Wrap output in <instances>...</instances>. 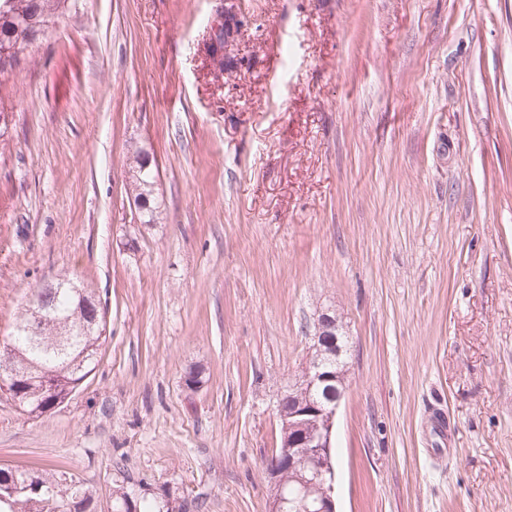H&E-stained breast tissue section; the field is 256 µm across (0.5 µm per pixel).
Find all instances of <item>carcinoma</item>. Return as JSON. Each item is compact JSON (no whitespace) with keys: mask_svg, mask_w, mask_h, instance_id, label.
<instances>
[{"mask_svg":"<svg viewBox=\"0 0 512 512\" xmlns=\"http://www.w3.org/2000/svg\"><path fill=\"white\" fill-rule=\"evenodd\" d=\"M13 0H0V75L5 74L27 59L34 45L47 32L50 24L62 12L63 0H27L23 11L16 10ZM243 31L231 29L222 19L214 18L209 25L206 53L212 70L218 74H232L240 63L235 53L237 41ZM13 106L0 96V139L8 136L12 123ZM127 179L125 194L132 203L141 224H155L159 215L156 193L158 170L150 153L140 143L129 145L126 154ZM44 309V320L38 332L46 342L41 347L30 345L27 310L15 319L14 354L8 360H0V379L10 376L13 369L27 373L23 386L11 398L17 400V408L31 417H39L50 411L46 403L48 391L64 402L93 370L100 347L106 342L105 328L95 322L99 306L96 289L92 284L69 273L57 276L56 282L35 291ZM66 472L49 470L42 472L15 471L10 481L0 483V494L9 493V504L0 512H61L68 502L79 500L92 503L93 496L83 484H75L65 478ZM288 505L285 512H293L291 506L304 500L301 485L289 476H283ZM29 483L42 487V494L10 490L13 485ZM113 504L116 512H132L137 503L122 488L115 491Z\"/></svg>","mask_w":512,"mask_h":512,"instance_id":"cac0c4a2","label":"carcinoma"}]
</instances>
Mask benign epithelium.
I'll list each match as a JSON object with an SVG mask.
<instances>
[{"instance_id":"obj_1","label":"benign epithelium","mask_w":512,"mask_h":512,"mask_svg":"<svg viewBox=\"0 0 512 512\" xmlns=\"http://www.w3.org/2000/svg\"><path fill=\"white\" fill-rule=\"evenodd\" d=\"M221 10L240 22L243 28L251 24V15L242 10L236 0H224ZM335 326L337 322L330 315L323 313L318 317L311 336L312 354L301 375L277 405L281 444L266 461L268 478L278 492L275 512H284L282 504L286 500L281 475L285 471L294 474L304 488L319 489V507L314 512H335L334 481L327 480V476L333 473L329 448L332 447L336 414L346 386L345 382L339 381L342 363L335 359L340 354L339 349L333 350V357L323 358V347ZM327 362L336 365V370H326ZM329 382L336 383V398L323 405L314 400L313 394ZM303 458L312 460L313 470L309 476L299 469Z\"/></svg>"}]
</instances>
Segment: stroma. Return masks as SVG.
Returning <instances> with one entry per match:
<instances>
[{
	"instance_id": "obj_1",
	"label": "stroma",
	"mask_w": 512,
	"mask_h": 512,
	"mask_svg": "<svg viewBox=\"0 0 512 512\" xmlns=\"http://www.w3.org/2000/svg\"><path fill=\"white\" fill-rule=\"evenodd\" d=\"M221 3L68 0L0 79V337L64 271L107 336L47 414L0 393V467L66 471L95 512L117 485L270 512L276 404L328 313L337 512H512V0H241L258 27L217 85ZM126 168L125 194L130 207L132 203L140 224H156L160 208L156 193L158 170L144 145H129Z\"/></svg>"
}]
</instances>
